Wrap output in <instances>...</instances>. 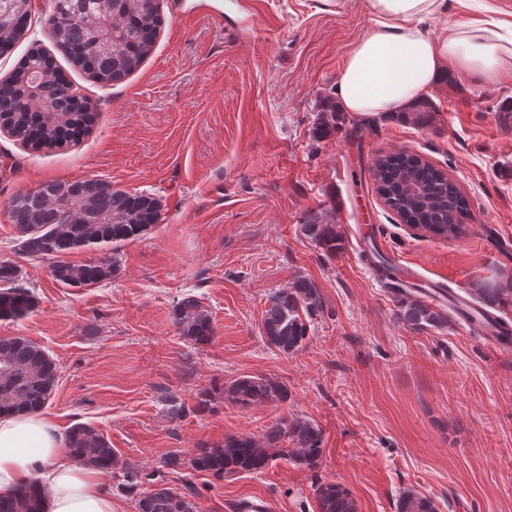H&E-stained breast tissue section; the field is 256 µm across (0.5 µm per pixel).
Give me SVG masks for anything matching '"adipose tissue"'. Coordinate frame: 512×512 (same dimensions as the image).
I'll use <instances>...</instances> for the list:
<instances>
[{
    "instance_id": "1",
    "label": "adipose tissue",
    "mask_w": 512,
    "mask_h": 512,
    "mask_svg": "<svg viewBox=\"0 0 512 512\" xmlns=\"http://www.w3.org/2000/svg\"><path fill=\"white\" fill-rule=\"evenodd\" d=\"M451 0H366L372 27L338 73L337 104L358 117H392L422 97L449 67L481 83L512 69V23L487 17L427 33ZM36 487L43 512H114L98 469L73 462L46 412L0 415V493Z\"/></svg>"
}]
</instances>
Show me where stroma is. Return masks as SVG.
<instances>
[{
  "label": "stroma",
  "instance_id": "35a3bbf8",
  "mask_svg": "<svg viewBox=\"0 0 512 512\" xmlns=\"http://www.w3.org/2000/svg\"><path fill=\"white\" fill-rule=\"evenodd\" d=\"M159 0L162 27L150 55L124 80L103 86L65 73L95 114L80 142L34 151L0 132V260L21 268L38 297L0 336L48 350L58 384L46 406L62 429L82 423L108 437L121 462L193 488L195 512H231L263 498L272 512H319L316 480L344 485L358 512H396L406 488L440 512H512V351L496 353L466 333L456 314L413 329L365 262L359 225L379 226L391 263L425 282L468 294L512 288V70L491 85L452 73L428 92L430 122L341 119L315 141L312 124L334 94L351 46L370 28L364 0ZM49 0H32L24 39L0 57L8 74L32 44L52 48ZM404 149L444 169L469 198L468 231L444 239L414 230L379 199L374 160ZM109 181L150 193L162 219L123 243L108 281L78 288L50 264L15 251L8 203L47 182ZM332 218L339 241L325 253L303 231L311 213ZM312 279L324 300L304 346L285 356L259 326L272 291ZM193 295L215 336L193 346L172 311ZM241 375L272 376L284 402L240 406L198 394ZM185 403L171 418L166 397ZM317 424L318 470L273 456L266 469L220 479L162 462L190 458L225 436L263 438L279 418Z\"/></svg>",
  "mask_w": 512,
  "mask_h": 512
}]
</instances>
